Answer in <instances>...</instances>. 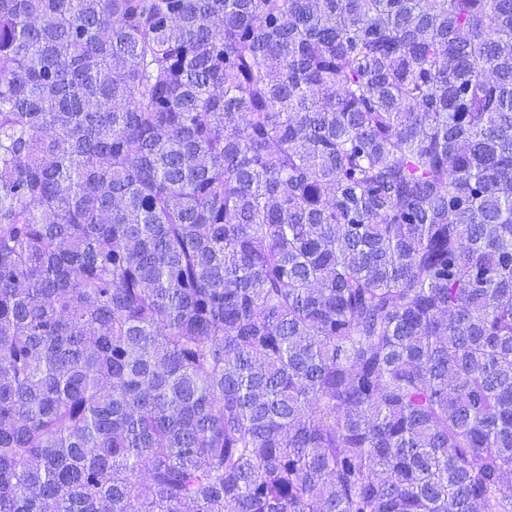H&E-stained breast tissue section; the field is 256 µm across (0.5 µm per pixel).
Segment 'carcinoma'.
Returning <instances> with one entry per match:
<instances>
[{"label": "carcinoma", "mask_w": 512, "mask_h": 512, "mask_svg": "<svg viewBox=\"0 0 512 512\" xmlns=\"http://www.w3.org/2000/svg\"><path fill=\"white\" fill-rule=\"evenodd\" d=\"M512 0H0V512H508Z\"/></svg>", "instance_id": "carcinoma-1"}]
</instances>
